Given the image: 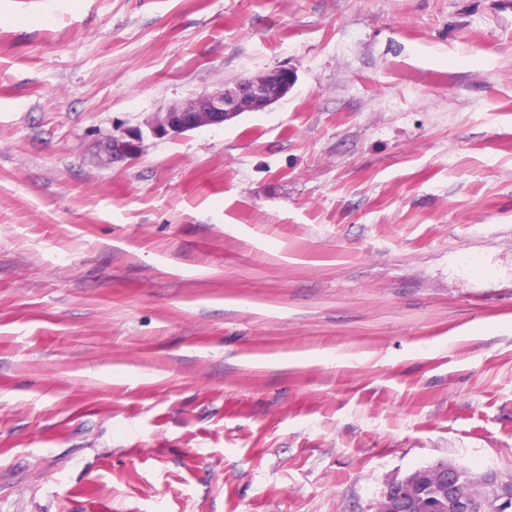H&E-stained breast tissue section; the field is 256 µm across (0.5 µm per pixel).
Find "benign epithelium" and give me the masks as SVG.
I'll return each instance as SVG.
<instances>
[{
    "instance_id": "obj_1",
    "label": "benign epithelium",
    "mask_w": 512,
    "mask_h": 512,
    "mask_svg": "<svg viewBox=\"0 0 512 512\" xmlns=\"http://www.w3.org/2000/svg\"><path fill=\"white\" fill-rule=\"evenodd\" d=\"M295 83L288 67L261 71L224 85L221 90L204 92L169 107L119 137L109 140L112 157L134 153L147 137L176 138L186 131L221 125L244 112H258L285 97ZM448 476V509L452 512H512V479L502 480L496 474H485L466 480L462 470L453 464L441 466ZM422 475L413 471L400 480L390 482L384 496L394 502L414 492Z\"/></svg>"
}]
</instances>
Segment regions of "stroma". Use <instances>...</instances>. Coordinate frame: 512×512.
I'll use <instances>...</instances> for the list:
<instances>
[{
  "instance_id": "obj_1",
  "label": "stroma",
  "mask_w": 512,
  "mask_h": 512,
  "mask_svg": "<svg viewBox=\"0 0 512 512\" xmlns=\"http://www.w3.org/2000/svg\"><path fill=\"white\" fill-rule=\"evenodd\" d=\"M0 0V512H375L512 475V0ZM291 68L259 112L107 139ZM437 465L417 469L422 471L425 475L427 480L425 488L434 485L439 480ZM417 470L408 474L403 479L394 480L387 485L384 496L388 501L383 498L378 505L377 512H395L389 501L394 502L399 498H404L407 494L413 493L414 490L420 486L422 475L418 473Z\"/></svg>"
}]
</instances>
